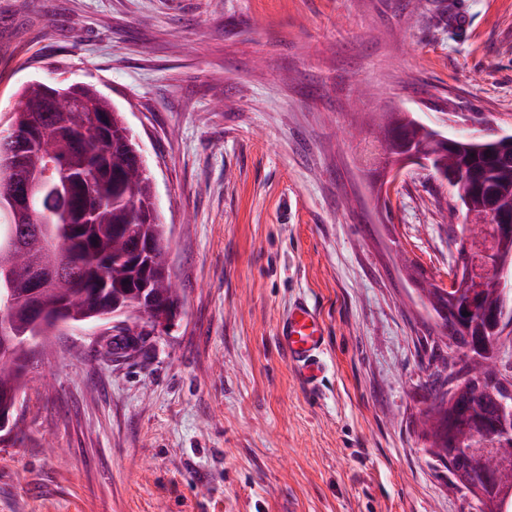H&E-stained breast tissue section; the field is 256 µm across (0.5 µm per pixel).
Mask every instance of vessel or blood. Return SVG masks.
Segmentation results:
<instances>
[{
    "label": "vessel or blood",
    "mask_w": 512,
    "mask_h": 512,
    "mask_svg": "<svg viewBox=\"0 0 512 512\" xmlns=\"http://www.w3.org/2000/svg\"><path fill=\"white\" fill-rule=\"evenodd\" d=\"M277 339L300 382L317 391L326 371L322 358L326 331L317 307L305 299H294L279 322Z\"/></svg>",
    "instance_id": "b4317fda"
}]
</instances>
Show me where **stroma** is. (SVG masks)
Here are the masks:
<instances>
[{
  "label": "stroma",
  "instance_id": "obj_1",
  "mask_svg": "<svg viewBox=\"0 0 512 512\" xmlns=\"http://www.w3.org/2000/svg\"><path fill=\"white\" fill-rule=\"evenodd\" d=\"M34 81L123 112L182 307L132 357L46 345L0 512H478L416 425L448 349L404 272L447 284L464 214L415 166L376 197L356 137L395 108L511 132L512 0H0V113ZM298 296L315 393L276 338ZM326 331L320 311L302 298L294 299L283 314L277 339L288 355L300 382L317 391L326 371L322 355L326 349Z\"/></svg>",
  "mask_w": 512,
  "mask_h": 512
}]
</instances>
